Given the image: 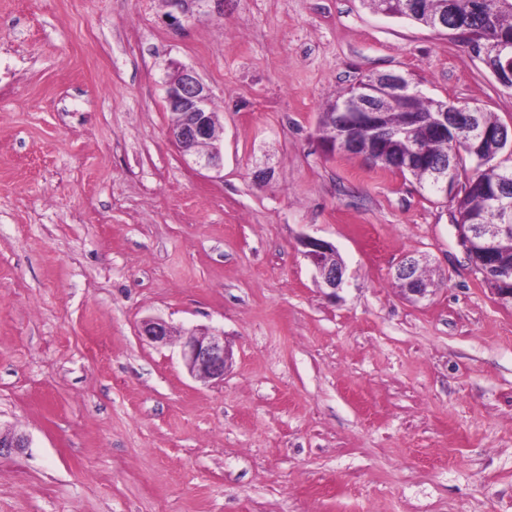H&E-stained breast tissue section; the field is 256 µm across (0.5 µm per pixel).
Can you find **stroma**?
I'll return each instance as SVG.
<instances>
[{
  "mask_svg": "<svg viewBox=\"0 0 512 512\" xmlns=\"http://www.w3.org/2000/svg\"><path fill=\"white\" fill-rule=\"evenodd\" d=\"M180 65L220 171L168 136ZM387 72L512 127L458 37L367 0H0V426L29 440L0 512H512V304L454 201L320 141L325 106ZM409 253L436 284L418 303ZM152 317L223 330V382L140 336ZM300 244L304 249V256L316 270L320 285L331 290L333 294L341 291L347 280L344 264L335 247L325 240L311 236H304ZM423 274L421 259L414 255H406L397 265L394 277L401 283L405 295L421 300L434 287V284Z\"/></svg>",
  "mask_w": 512,
  "mask_h": 512,
  "instance_id": "stroma-1",
  "label": "stroma"
}]
</instances>
